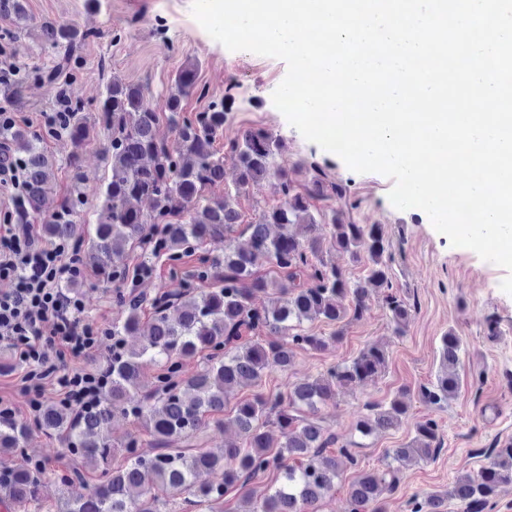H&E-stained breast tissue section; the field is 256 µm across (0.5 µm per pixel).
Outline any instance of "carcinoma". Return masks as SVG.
I'll list each match as a JSON object with an SVG mask.
<instances>
[{"instance_id":"1","label":"carcinoma","mask_w":512,"mask_h":512,"mask_svg":"<svg viewBox=\"0 0 512 512\" xmlns=\"http://www.w3.org/2000/svg\"><path fill=\"white\" fill-rule=\"evenodd\" d=\"M26 18L23 0H0V20ZM42 39L51 48H69L80 36L68 22L40 24ZM62 65L46 74L18 72L0 92L5 99L21 97L30 79L57 85L56 111L68 113L66 136L77 151L95 137V128L84 116V107L64 91L67 72L76 63L64 54ZM197 91L195 67L176 75L165 96L164 111L149 102L138 84L115 76L106 87L98 124L112 132L108 154L111 176L96 192L97 219L85 267L98 280L130 283L153 277L157 263L168 265L174 276L185 280L180 292L160 291L148 299L115 289L121 310L112 323V338L120 348L112 352V376L98 406L79 416L63 413L51 398L45 400L35 426L56 437L79 464L62 474L66 488L92 476L91 492L78 498L42 500L41 478L32 467L11 472L0 488V502L19 512H160V505L175 494L183 499V512H215L224 504V493L242 491L240 512H319L325 493L335 488L344 461L355 463L349 448L328 451L336 438L322 425L320 412L336 401L339 389L355 386L384 369L388 350L371 344L356 357L329 366L314 378L293 382L273 398L255 394L236 402L229 422L237 439L224 443L216 455L200 447L202 434L223 419L227 398L237 390L258 385L266 371L277 366L288 370L296 350L324 351L339 335L316 336L304 324L316 320L337 323L347 311L359 319L373 291L387 290L385 303L395 331L405 332L407 304L390 293L393 288L390 242L380 224H359L352 211L359 202L350 199L348 185L333 181L317 163L300 164L294 172L276 163L281 144L271 133L248 130L228 144V153L239 170L232 190L207 197L204 190L224 181V157L214 148L232 111V97L209 102L190 115L183 101ZM174 132L169 146L156 137L161 118ZM10 155L27 165L24 201L28 210L41 207L52 165L36 139L25 131L3 132ZM277 181L281 201L262 212L257 221L241 225L236 198L261 182ZM332 197L345 200L346 210L312 213L314 202ZM79 190L67 211L42 225L51 240L78 236L72 220L82 205ZM148 203L150 212L142 209ZM248 244H236V234ZM218 248L202 251L197 265L184 271V258L207 244ZM339 251L354 263L365 262V281L351 282L343 268L331 262ZM271 268L257 271L259 260ZM258 292L269 294L267 304L253 303ZM151 319L139 349L126 340L143 326L142 313ZM461 339L452 330L441 337V371L420 387L419 402L429 409L442 408L459 389L452 367L460 363ZM202 358L191 375H182L185 361ZM142 393L135 403L132 395ZM367 414L357 432L367 438L399 427L410 411L404 398L366 405ZM131 419L137 429L116 450L109 427L111 420ZM276 425L282 442L273 447L267 427ZM29 427L0 417V453L12 454L24 447ZM149 438L155 453H140L141 437ZM442 441L437 421L423 418L414 425V437L404 448L386 450L383 467L363 470L350 484V512H384L385 499L399 481L398 465L411 459L436 458ZM122 461L112 462L116 453ZM490 465L476 475L458 478L442 493L417 495L408 500L410 512H443L445 500L457 501L461 512H485L494 505L502 484H512V441L490 449ZM224 473L221 482L213 480ZM277 480L256 501L250 484L268 472Z\"/></svg>"}]
</instances>
